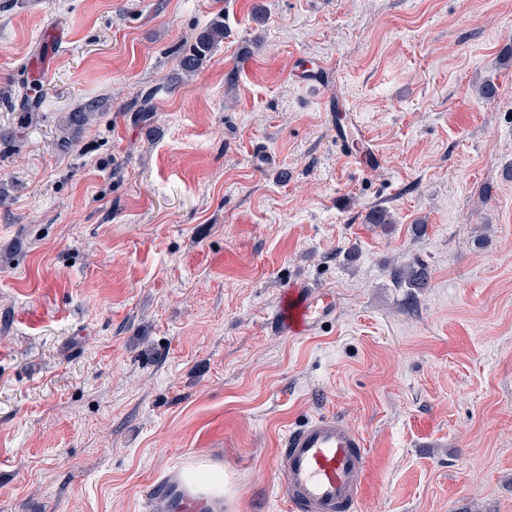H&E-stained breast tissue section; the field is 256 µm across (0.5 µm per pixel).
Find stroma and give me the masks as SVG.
<instances>
[{
    "label": "stroma",
    "mask_w": 512,
    "mask_h": 512,
    "mask_svg": "<svg viewBox=\"0 0 512 512\" xmlns=\"http://www.w3.org/2000/svg\"><path fill=\"white\" fill-rule=\"evenodd\" d=\"M30 102L0 144V512H164L200 463L221 512H282L275 449L321 412L366 439L359 512H512V0H0V129ZM296 282L330 302L303 336L272 327ZM224 39V20L217 17L210 26L200 33L195 45L189 53L179 57L178 65L187 74H194L200 70L214 47ZM94 102L78 107L61 118L58 125V145L67 149L96 116ZM344 117L345 119L336 121V144L354 164L362 168L378 165L381 154L372 143L357 113L349 112ZM150 497L160 500L167 512H195L202 506L191 488L172 480L156 482L150 490Z\"/></svg>",
    "instance_id": "obj_1"
}]
</instances>
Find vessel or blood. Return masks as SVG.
Masks as SVG:
<instances>
[{
    "label": "vessel or blood",
    "mask_w": 512,
    "mask_h": 512,
    "mask_svg": "<svg viewBox=\"0 0 512 512\" xmlns=\"http://www.w3.org/2000/svg\"><path fill=\"white\" fill-rule=\"evenodd\" d=\"M337 145L354 164L378 165L381 154L356 113L337 121ZM281 330L306 335L315 319L329 309L322 295L295 285L282 296ZM368 464L364 436L332 413H323L289 429L277 451L276 468L290 512H358ZM151 498L160 500L166 512H199L201 503L188 486L172 481L156 482Z\"/></svg>",
    "instance_id": "vessel-or-blood-1"
}]
</instances>
